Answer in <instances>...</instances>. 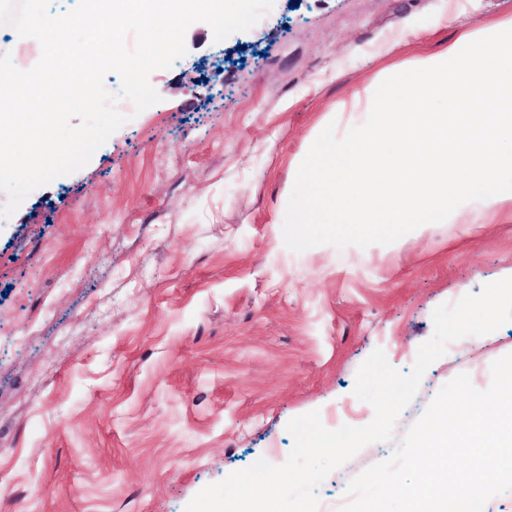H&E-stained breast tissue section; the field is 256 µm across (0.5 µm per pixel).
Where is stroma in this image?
Segmentation results:
<instances>
[{"label": "stroma", "mask_w": 512, "mask_h": 512, "mask_svg": "<svg viewBox=\"0 0 512 512\" xmlns=\"http://www.w3.org/2000/svg\"><path fill=\"white\" fill-rule=\"evenodd\" d=\"M512 0H275L252 29L149 80L161 102L77 172L0 220V512H185L258 459L279 465L287 422L361 427L353 394L375 349L409 371L437 306L512 270V223L434 224L396 251L294 242L312 135L379 80L444 50ZM390 54H382L387 42ZM512 322L447 346L390 440L315 489L340 512L350 481L385 461L439 390L487 389Z\"/></svg>", "instance_id": "obj_1"}]
</instances>
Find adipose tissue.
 <instances>
[{"label": "adipose tissue", "mask_w": 512, "mask_h": 512, "mask_svg": "<svg viewBox=\"0 0 512 512\" xmlns=\"http://www.w3.org/2000/svg\"><path fill=\"white\" fill-rule=\"evenodd\" d=\"M298 172L310 190L294 224L342 240L393 246L459 223L472 203L486 223L512 219V17L461 30L368 90L334 136L313 137Z\"/></svg>", "instance_id": "1"}]
</instances>
